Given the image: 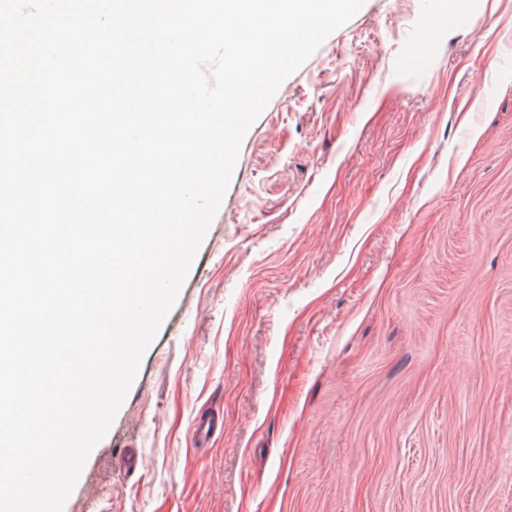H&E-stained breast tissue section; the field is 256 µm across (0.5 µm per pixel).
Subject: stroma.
I'll return each instance as SVG.
<instances>
[{
  "instance_id": "obj_1",
  "label": "stroma",
  "mask_w": 512,
  "mask_h": 512,
  "mask_svg": "<svg viewBox=\"0 0 512 512\" xmlns=\"http://www.w3.org/2000/svg\"><path fill=\"white\" fill-rule=\"evenodd\" d=\"M63 512H512V0L284 81Z\"/></svg>"
}]
</instances>
